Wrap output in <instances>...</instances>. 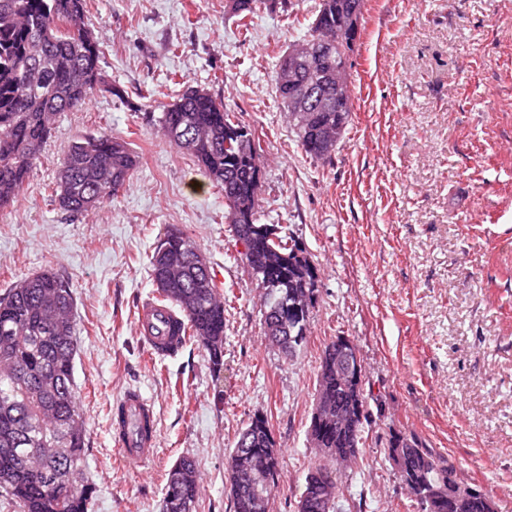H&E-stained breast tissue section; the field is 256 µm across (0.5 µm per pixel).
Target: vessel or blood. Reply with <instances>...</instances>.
I'll return each mask as SVG.
<instances>
[{
    "instance_id": "obj_1",
    "label": "vessel or blood",
    "mask_w": 512,
    "mask_h": 512,
    "mask_svg": "<svg viewBox=\"0 0 512 512\" xmlns=\"http://www.w3.org/2000/svg\"><path fill=\"white\" fill-rule=\"evenodd\" d=\"M183 318L160 299L149 298L138 308L135 330L153 358H175L185 343ZM118 406L125 413L124 423L114 425V436L124 464L138 470L157 451V434L150 401L140 391L128 390Z\"/></svg>"
}]
</instances>
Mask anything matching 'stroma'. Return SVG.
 I'll list each match as a JSON object with an SVG mask.
<instances>
[{
	"label": "stroma",
	"instance_id": "obj_1",
	"mask_svg": "<svg viewBox=\"0 0 512 512\" xmlns=\"http://www.w3.org/2000/svg\"><path fill=\"white\" fill-rule=\"evenodd\" d=\"M318 3L291 0L245 29L224 0H86L108 87L60 115L19 201L0 211V293L46 269L72 287L91 512H161L184 456L200 473L198 512H232L225 462L257 414L279 450L270 512H296L315 460L307 429L320 356L339 336L365 367L371 413L340 512H413L386 447L398 431L512 512V0H364L353 110L326 162L298 147L273 81ZM184 83L255 129L260 221L295 237L318 269L310 333L293 359L263 333L262 294L222 189L152 119ZM99 132L125 140L138 165L112 201L67 216L48 185L68 143ZM170 229L196 243L226 299L221 370L195 343L159 361L136 337L137 308L157 294L150 257ZM130 389L152 401L158 438L136 474L111 424Z\"/></svg>",
	"mask_w": 512,
	"mask_h": 512
}]
</instances>
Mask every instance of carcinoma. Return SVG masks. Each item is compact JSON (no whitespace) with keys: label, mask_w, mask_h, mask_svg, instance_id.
Segmentation results:
<instances>
[{"label":"carcinoma","mask_w":512,"mask_h":512,"mask_svg":"<svg viewBox=\"0 0 512 512\" xmlns=\"http://www.w3.org/2000/svg\"><path fill=\"white\" fill-rule=\"evenodd\" d=\"M228 12L249 29L263 9L288 10V0H226ZM364 0H320L308 24L307 40L325 34L340 40L331 60L349 70L359 28L353 15ZM85 0H0V210L18 202L30 174L42 162L56 117L85 108L105 85L102 48L84 24ZM294 74V83L287 76ZM313 78L283 54L275 88L283 108L307 98ZM350 84L332 88L311 112L288 113L301 150L329 160L352 112ZM159 129L178 150L192 156L204 174L224 190L225 219L245 245L248 273L263 290V331L294 351L309 333L318 270L299 242L258 223L262 171L260 140L224 101L186 85L161 105ZM138 163L128 143L108 134H85L64 151L50 197L60 209L83 215L112 199ZM199 249L180 231L165 235L150 261L151 277L164 302L186 319L184 335L209 355L213 369L224 364V298L209 263H197ZM75 300L69 284L44 270L0 294V491L20 512H88L95 488L84 477L85 429L75 394ZM338 336L320 357L314 404H327L342 421L313 412L308 435L316 450L302 484L297 512H337L344 469L356 459L369 423L364 373L350 370ZM390 460L407 499L418 512H495L491 497L463 484L456 465L422 445L413 434L387 440ZM258 478L230 488L233 512H269L278 486L279 462L267 418L256 415L241 430L226 460L230 483L237 461ZM199 473L189 458L169 470L163 512H196Z\"/></svg>","instance_id":"cac0c4a2"}]
</instances>
